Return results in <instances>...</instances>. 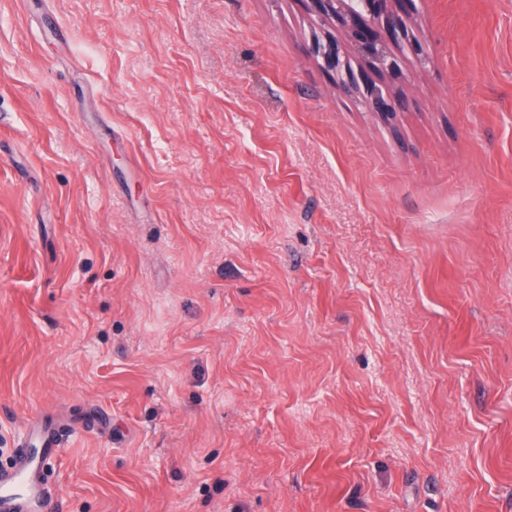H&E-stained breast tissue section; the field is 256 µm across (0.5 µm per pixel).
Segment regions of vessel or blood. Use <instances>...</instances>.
Returning <instances> with one entry per match:
<instances>
[{
	"mask_svg": "<svg viewBox=\"0 0 512 512\" xmlns=\"http://www.w3.org/2000/svg\"><path fill=\"white\" fill-rule=\"evenodd\" d=\"M39 450L18 446L15 464L0 471V512H57V505L40 485L39 457L50 458L58 454L61 439L55 432L38 433Z\"/></svg>",
	"mask_w": 512,
	"mask_h": 512,
	"instance_id": "vessel-or-blood-1",
	"label": "vessel or blood"
}]
</instances>
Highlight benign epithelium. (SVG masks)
<instances>
[{
  "instance_id": "benign-epithelium-1",
  "label": "benign epithelium",
  "mask_w": 512,
  "mask_h": 512,
  "mask_svg": "<svg viewBox=\"0 0 512 512\" xmlns=\"http://www.w3.org/2000/svg\"><path fill=\"white\" fill-rule=\"evenodd\" d=\"M309 11L315 16L318 31L312 34L310 53L317 59L323 70L335 72L336 89L346 92L353 86L359 89L367 109L384 121L393 115V96L390 84L376 80L372 73L386 74L391 80L400 75V59L389 52L394 44H403L410 51L417 44L408 37L406 24L410 22L413 0H373L380 26H371L366 19L353 14L347 0H304ZM341 28L346 41L354 45L355 51L368 58H379L382 63L378 70L350 68L341 43L329 26Z\"/></svg>"
}]
</instances>
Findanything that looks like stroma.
Masks as SVG:
<instances>
[{"label":"stroma","instance_id":"35a3bbf8","mask_svg":"<svg viewBox=\"0 0 512 512\" xmlns=\"http://www.w3.org/2000/svg\"><path fill=\"white\" fill-rule=\"evenodd\" d=\"M395 125L301 0H0V468L60 512H512V0H414Z\"/></svg>","mask_w":512,"mask_h":512}]
</instances>
